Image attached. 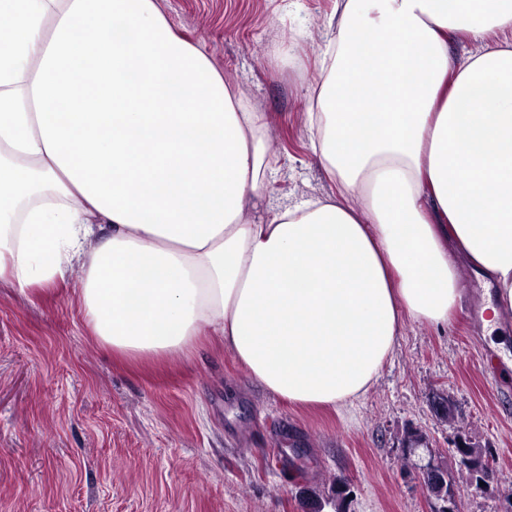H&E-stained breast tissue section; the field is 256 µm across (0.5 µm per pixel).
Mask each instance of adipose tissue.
<instances>
[{
	"label": "adipose tissue",
	"instance_id": "ef3b65f1",
	"mask_svg": "<svg viewBox=\"0 0 512 512\" xmlns=\"http://www.w3.org/2000/svg\"><path fill=\"white\" fill-rule=\"evenodd\" d=\"M0 14V280L43 290L79 262L114 353L210 333L277 397L349 408L405 320L450 325L462 263L512 358V0H336L311 95L335 191L264 220V115L159 0ZM452 38L474 51L449 56Z\"/></svg>",
	"mask_w": 512,
	"mask_h": 512
}]
</instances>
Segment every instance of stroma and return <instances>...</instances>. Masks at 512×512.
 Listing matches in <instances>:
<instances>
[{
  "instance_id": "obj_1",
  "label": "stroma",
  "mask_w": 512,
  "mask_h": 512,
  "mask_svg": "<svg viewBox=\"0 0 512 512\" xmlns=\"http://www.w3.org/2000/svg\"><path fill=\"white\" fill-rule=\"evenodd\" d=\"M335 0H162L173 30L202 49L264 114L277 158L268 208L329 193L307 120ZM448 330L405 321L368 393L342 411L288 404L206 336L161 361L98 343L72 264L36 295L0 282V512H310L307 491L350 488L346 512H440L421 470L460 480L459 439L494 478L461 488L459 512H512V380L487 383L485 292L470 270ZM447 400L455 418L436 403ZM426 442L408 449V432Z\"/></svg>"
}]
</instances>
